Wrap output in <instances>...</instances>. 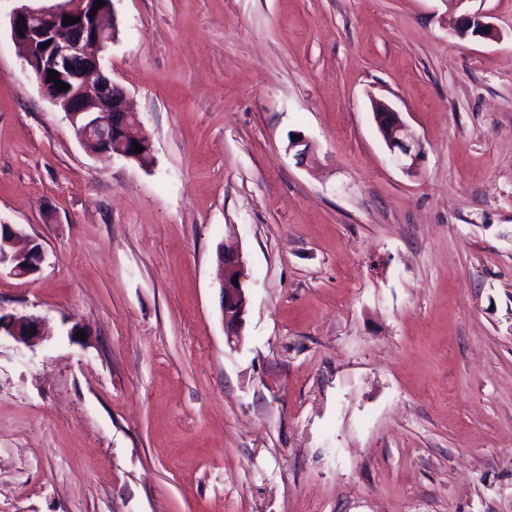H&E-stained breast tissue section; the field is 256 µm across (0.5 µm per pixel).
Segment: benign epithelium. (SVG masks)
Wrapping results in <instances>:
<instances>
[{
  "label": "benign epithelium",
  "mask_w": 512,
  "mask_h": 512,
  "mask_svg": "<svg viewBox=\"0 0 512 512\" xmlns=\"http://www.w3.org/2000/svg\"><path fill=\"white\" fill-rule=\"evenodd\" d=\"M94 3L95 0H73L65 10L23 8L12 17V37L20 45L22 57L42 93L66 113L72 125H77L82 114L94 115V120L81 129V144L96 147V154L117 156L140 165L146 156L153 155L152 142L147 134L137 132L138 114L129 108L123 88L101 65L100 53L107 49L106 19L100 12L92 13ZM66 15L80 21L66 25ZM460 26L474 36L496 37V29L486 14L466 13ZM51 70L58 72V80L69 86L66 93L48 94L46 78ZM372 112L392 162L407 174L416 172L424 151L415 132L381 100L373 102ZM136 143L143 146L142 152H135ZM218 260L223 268L220 293L224 333L228 343H238L249 304L246 263L242 251L235 246L220 249ZM43 261L44 250L37 240L23 238V231L16 224H0V271L24 278ZM0 331L26 346L41 336L36 319L26 314H0Z\"/></svg>",
  "instance_id": "7a95c632"
}]
</instances>
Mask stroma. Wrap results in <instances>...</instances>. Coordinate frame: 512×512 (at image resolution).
<instances>
[{"mask_svg": "<svg viewBox=\"0 0 512 512\" xmlns=\"http://www.w3.org/2000/svg\"><path fill=\"white\" fill-rule=\"evenodd\" d=\"M111 3L147 168L87 151L12 39L69 0H0V222L45 254L0 312L47 333L0 338V512H512V0ZM489 16L482 13H466L462 16L460 26L465 32H471L473 36L495 38L497 33ZM372 112L392 162L407 174L416 172L423 161L424 151L415 132L398 112L381 100L373 102ZM218 260L223 268L220 293L224 333L229 344L239 343L249 304L245 288L246 263L242 251L235 246L220 249ZM234 280H237L238 285L234 284Z\"/></svg>", "mask_w": 512, "mask_h": 512, "instance_id": "35a3bbf8", "label": "stroma"}]
</instances>
